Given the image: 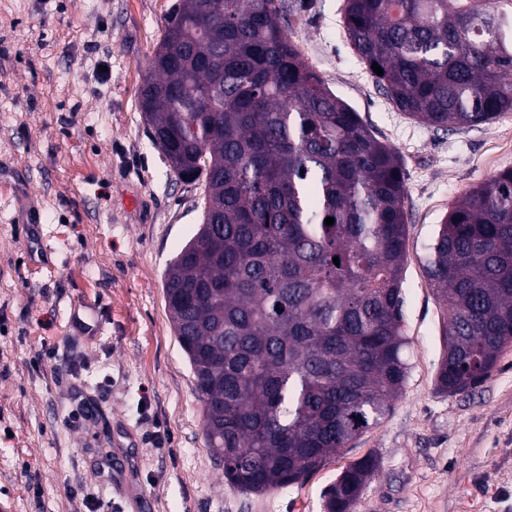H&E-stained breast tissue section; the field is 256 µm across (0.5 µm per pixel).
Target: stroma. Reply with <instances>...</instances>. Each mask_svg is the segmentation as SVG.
<instances>
[{
  "label": "stroma",
  "instance_id": "35a3bbf8",
  "mask_svg": "<svg viewBox=\"0 0 512 512\" xmlns=\"http://www.w3.org/2000/svg\"><path fill=\"white\" fill-rule=\"evenodd\" d=\"M171 2L0 0V512H324L369 454L380 468L354 512H512V346L475 390L439 392L421 263L454 201L512 168V113L446 130L401 112L352 47L346 0H282L285 30L400 157L409 379L305 482L225 485L162 288L202 187L176 179L137 106Z\"/></svg>",
  "mask_w": 512,
  "mask_h": 512
}]
</instances>
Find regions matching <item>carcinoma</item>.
<instances>
[{
    "label": "carcinoma",
    "mask_w": 512,
    "mask_h": 512,
    "mask_svg": "<svg viewBox=\"0 0 512 512\" xmlns=\"http://www.w3.org/2000/svg\"><path fill=\"white\" fill-rule=\"evenodd\" d=\"M282 20L273 0H173L138 91L171 171L203 186L201 224L162 288L206 443L245 494L324 467L390 413L409 376L399 156ZM345 28L418 122L512 112V36L478 0H347ZM421 262L443 311L437 386L464 393L512 345V169L452 205ZM378 466L369 454L343 469L325 512H353Z\"/></svg>",
    "instance_id": "obj_1"
}]
</instances>
